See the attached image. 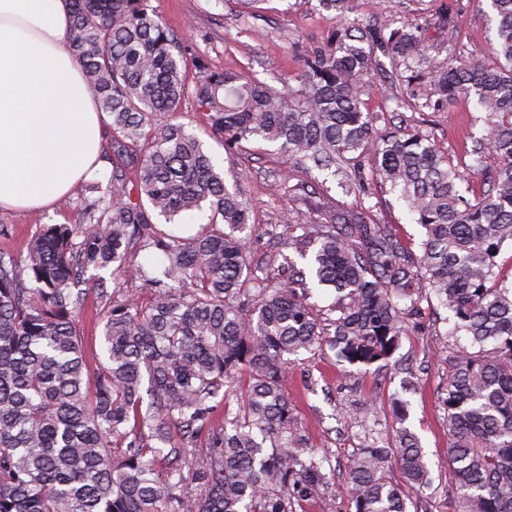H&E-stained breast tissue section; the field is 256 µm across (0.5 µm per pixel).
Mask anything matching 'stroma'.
<instances>
[{
    "label": "stroma",
    "mask_w": 512,
    "mask_h": 512,
    "mask_svg": "<svg viewBox=\"0 0 512 512\" xmlns=\"http://www.w3.org/2000/svg\"><path fill=\"white\" fill-rule=\"evenodd\" d=\"M158 16L183 38L191 53L202 55L215 70L251 68L255 77L277 85L281 74L296 71L300 57L311 46L326 42L337 26L334 12L320 0H268L259 16H251L243 0H151ZM450 15L449 25L431 30L430 39L440 57L459 45L484 51L495 37L496 23L489 0H352L347 19L352 25L375 28L383 21L410 29ZM377 71L368 81L371 91L364 109L372 113L379 129L399 127L401 132L429 134L450 159L460 161L465 148L484 129V112L474 101L461 100L441 109L426 106L395 76L391 60L376 51ZM181 122L203 136L206 150L224 169L239 173L255 205L256 230L249 243L259 267L269 266L277 246L272 227L285 222L308 221L303 191L282 196L274 187L288 175V167L273 150L249 149L230 154L206 137V119L193 105H184ZM368 205L379 223L390 225L411 247H418L424 231L415 224L396 193L378 183L367 184ZM89 194L81 185L51 209L37 213L0 212V249L25 253L29 238L41 224H70L78 218L81 200ZM295 258L293 265L273 266L280 279L293 268L306 267ZM450 310L424 307L410 320L392 365L367 372L338 361L332 351L304 354L288 371L285 391L293 407L307 447L329 453L333 465H346L365 445L364 412L359 400L379 392L383 404L398 398L408 405L407 424L419 437L431 465L433 487L428 492L431 512H450L448 500V421L441 396L448 383V351L437 338L449 327Z\"/></svg>",
    "instance_id": "1"
}]
</instances>
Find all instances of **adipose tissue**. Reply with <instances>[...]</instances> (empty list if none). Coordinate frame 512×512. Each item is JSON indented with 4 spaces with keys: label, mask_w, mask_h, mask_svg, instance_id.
Listing matches in <instances>:
<instances>
[{
    "label": "adipose tissue",
    "mask_w": 512,
    "mask_h": 512,
    "mask_svg": "<svg viewBox=\"0 0 512 512\" xmlns=\"http://www.w3.org/2000/svg\"><path fill=\"white\" fill-rule=\"evenodd\" d=\"M71 21L70 0H0V211L48 208L99 168L106 115Z\"/></svg>",
    "instance_id": "obj_1"
}]
</instances>
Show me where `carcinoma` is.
Wrapping results in <instances>:
<instances>
[{
    "instance_id": "obj_1",
    "label": "carcinoma",
    "mask_w": 512,
    "mask_h": 512,
    "mask_svg": "<svg viewBox=\"0 0 512 512\" xmlns=\"http://www.w3.org/2000/svg\"><path fill=\"white\" fill-rule=\"evenodd\" d=\"M71 6L67 41L110 117L112 175L93 183L76 223L39 225L24 256L0 250V512H297L332 491L335 467L305 447L288 369L326 346L352 366L384 367L434 299L453 313L447 335L468 340L448 357L442 398L449 507L512 512V283L495 272L512 242V0H490L495 40L484 55L440 61L423 30L354 36L342 24L280 90L187 57L149 0ZM366 43L416 61L405 82L426 103L472 99L488 113L466 152L485 165L482 187L463 191L459 166L429 135L376 128L362 110ZM189 101L228 153L273 146L293 172L339 171L362 192L370 178L389 185L424 230L419 252L363 199L313 188L321 219L274 233L308 270L258 274L246 248L252 201L178 122ZM354 154L370 171L348 173ZM204 211L194 234L168 229ZM106 269L110 292L94 275ZM130 277L146 297L125 288ZM92 280L106 309L91 388L78 322ZM311 281L335 291V317L309 302ZM404 422L396 416L393 446L351 459L349 512H408L409 491L431 486Z\"/></svg>"
}]
</instances>
